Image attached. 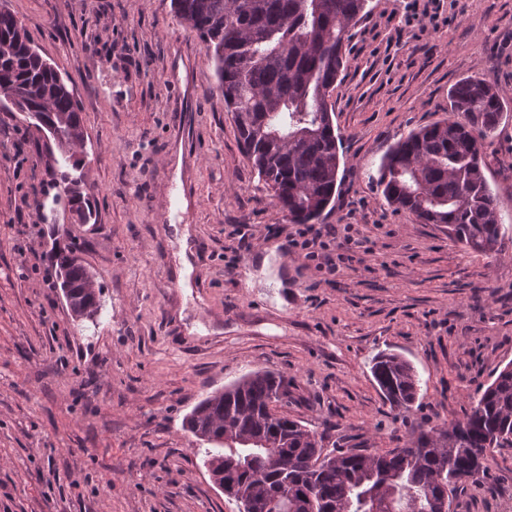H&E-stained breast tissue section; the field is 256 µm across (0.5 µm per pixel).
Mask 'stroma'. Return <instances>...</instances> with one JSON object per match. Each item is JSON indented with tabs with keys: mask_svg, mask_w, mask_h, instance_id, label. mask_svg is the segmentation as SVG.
Masks as SVG:
<instances>
[{
	"mask_svg": "<svg viewBox=\"0 0 512 512\" xmlns=\"http://www.w3.org/2000/svg\"><path fill=\"white\" fill-rule=\"evenodd\" d=\"M406 2L371 0L329 99L340 167L320 222L353 225L362 243L330 276L288 251L300 227L242 151L214 63L171 0H0L75 87L95 208L79 224L55 204L68 163L0 105V512H238L183 428L206 394L275 371L288 381L280 412L330 442L387 451L462 418L512 362V0H438L425 33L404 27ZM466 77L496 85L505 104L483 147L505 232L494 258L388 206L375 183L386 152L447 117ZM172 183L185 211L163 193ZM183 226L187 288L173 260ZM54 248L76 249L92 271L97 316L75 318L50 287ZM384 352L419 374L411 410L372 376ZM509 504L512 447L495 450L454 512Z\"/></svg>",
	"mask_w": 512,
	"mask_h": 512,
	"instance_id": "obj_1",
	"label": "stroma"
}]
</instances>
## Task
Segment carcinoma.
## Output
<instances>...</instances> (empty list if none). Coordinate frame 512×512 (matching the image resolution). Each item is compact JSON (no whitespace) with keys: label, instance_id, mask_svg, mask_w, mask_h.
I'll list each match as a JSON object with an SVG mask.
<instances>
[{"label":"carcinoma","instance_id":"cac0c4a2","mask_svg":"<svg viewBox=\"0 0 512 512\" xmlns=\"http://www.w3.org/2000/svg\"><path fill=\"white\" fill-rule=\"evenodd\" d=\"M216 65L217 88L245 154L288 220L309 224L336 190L339 154L328 99L344 67L343 47L369 0H172ZM16 17L0 9V84L34 126H56L72 167L84 139L78 103L60 93L56 68L32 52ZM504 101L485 79L448 92V117L410 132L381 159L377 185L388 205L423 224H446L456 243L502 254L497 195L485 176L483 144ZM68 204L89 218L82 179L60 174ZM61 287L78 317L100 308L91 276L72 255L56 258ZM372 375L391 406L409 410L421 388L413 365L379 355ZM288 380L252 371L204 398L185 430L210 444L204 465L247 512H446L458 491L488 474L493 452L512 447V362L496 371L460 420L421 431L401 448H327L315 431L276 411Z\"/></svg>","mask_w":512,"mask_h":512}]
</instances>
